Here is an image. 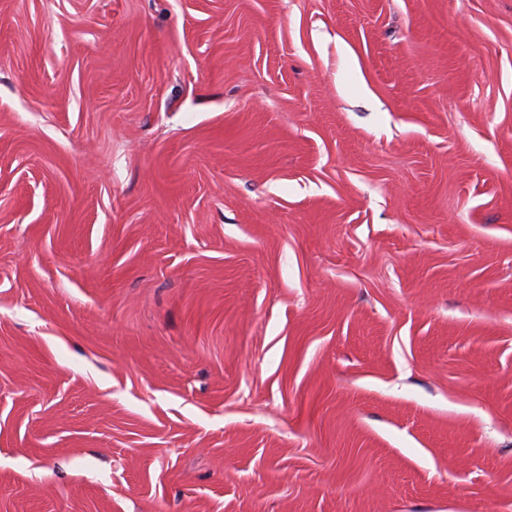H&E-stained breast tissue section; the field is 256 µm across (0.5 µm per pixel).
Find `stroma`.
Here are the masks:
<instances>
[{"label": "stroma", "mask_w": 512, "mask_h": 512, "mask_svg": "<svg viewBox=\"0 0 512 512\" xmlns=\"http://www.w3.org/2000/svg\"><path fill=\"white\" fill-rule=\"evenodd\" d=\"M0 512H512V0H0Z\"/></svg>", "instance_id": "35a3bbf8"}]
</instances>
